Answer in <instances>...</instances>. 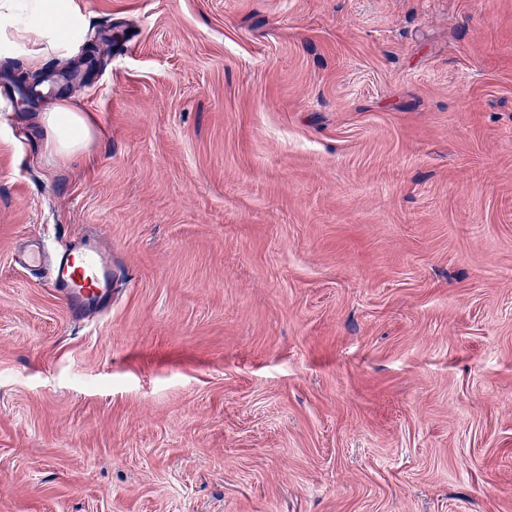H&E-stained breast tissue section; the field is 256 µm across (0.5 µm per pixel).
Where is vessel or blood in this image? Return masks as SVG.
I'll return each mask as SVG.
<instances>
[{"instance_id": "obj_1", "label": "vessel or blood", "mask_w": 512, "mask_h": 512, "mask_svg": "<svg viewBox=\"0 0 512 512\" xmlns=\"http://www.w3.org/2000/svg\"><path fill=\"white\" fill-rule=\"evenodd\" d=\"M20 262L35 267L48 265L54 288L79 309L95 305L108 296L117 276L112 267L111 253L90 239L55 254L37 245L25 251Z\"/></svg>"}]
</instances>
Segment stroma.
I'll return each instance as SVG.
<instances>
[{"label": "stroma", "mask_w": 512, "mask_h": 512, "mask_svg": "<svg viewBox=\"0 0 512 512\" xmlns=\"http://www.w3.org/2000/svg\"><path fill=\"white\" fill-rule=\"evenodd\" d=\"M77 3L81 156L0 58V512H512V0ZM49 274L53 287L79 309L95 305L108 296L117 277L112 268V253L90 239L50 256Z\"/></svg>", "instance_id": "obj_1"}]
</instances>
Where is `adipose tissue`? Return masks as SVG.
Returning a JSON list of instances; mask_svg holds the SVG:
<instances>
[{"label":"adipose tissue","mask_w":512,"mask_h":512,"mask_svg":"<svg viewBox=\"0 0 512 512\" xmlns=\"http://www.w3.org/2000/svg\"><path fill=\"white\" fill-rule=\"evenodd\" d=\"M84 16L76 0H0V56L22 51L37 66L51 53L69 54L79 45ZM57 153L79 152L90 136L87 117L66 99L44 116Z\"/></svg>","instance_id":"obj_1"}]
</instances>
